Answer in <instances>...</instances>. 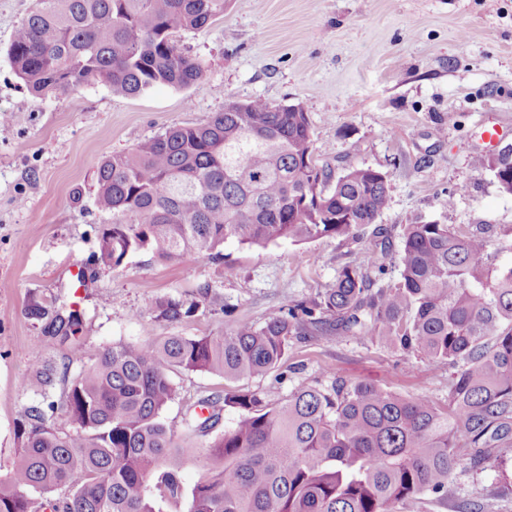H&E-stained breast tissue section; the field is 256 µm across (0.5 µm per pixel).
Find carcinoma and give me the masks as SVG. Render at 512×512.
<instances>
[{"mask_svg": "<svg viewBox=\"0 0 512 512\" xmlns=\"http://www.w3.org/2000/svg\"><path fill=\"white\" fill-rule=\"evenodd\" d=\"M226 0H36L17 26L9 58L34 93H69L93 81L138 96L154 86L183 89L203 78L174 35L201 30ZM476 164L512 195V167L492 153ZM100 260L120 266L133 252L166 261L213 259L229 240L266 246L359 236L388 203L387 182L370 167L338 175L318 163L307 113L252 100L194 126L168 128L96 171ZM482 230L435 220L405 225L400 277L372 291L365 273L382 272L373 253L340 269L311 302L256 325L237 322L207 336H166L99 351L48 408L78 425L46 424L39 405L10 472L0 478V512H165L187 498V512H393L431 495L448 501L458 442L512 450V262L489 252ZM157 318L175 324L198 303L156 301ZM48 316L46 341L79 331L84 315L34 307ZM341 330L387 339L406 358L457 367L448 408L404 398L378 385L337 380L300 385L279 401L259 392L200 398L184 425L206 432L224 407L233 427L206 447V473L183 492L181 456L161 412L173 400L180 368L229 379L277 368L298 336ZM57 366L37 361L26 388L47 399ZM208 415H203V411ZM65 489L54 498L51 493Z\"/></svg>", "mask_w": 512, "mask_h": 512, "instance_id": "obj_1", "label": "carcinoma"}]
</instances>
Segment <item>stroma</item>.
I'll return each mask as SVG.
<instances>
[{"instance_id":"stroma-1","label":"stroma","mask_w":512,"mask_h":512,"mask_svg":"<svg viewBox=\"0 0 512 512\" xmlns=\"http://www.w3.org/2000/svg\"><path fill=\"white\" fill-rule=\"evenodd\" d=\"M36 0H0V475L19 457L21 425L39 398L25 387L35 356L53 359L67 379L103 348L161 336H204L236 322L262 323L331 288L337 272L387 245L378 284L399 277L406 224L435 220L487 228L493 247L512 243V195L475 155L512 142V0H228L223 16L179 33L180 49L204 68L201 83L156 87L130 97L97 82L66 94L34 96L15 76L8 48ZM301 105L315 154L334 173L369 166L387 176L388 204L360 239H284L258 247L226 242L219 259L162 261L129 254L118 267L98 259L97 164L169 127L206 122L226 101ZM502 260L512 259L504 252ZM84 274L76 287L75 271ZM164 298L198 302L177 324L157 318ZM85 315L78 337L44 345L45 321L29 307ZM454 366L407 360L385 339L344 332L295 339L282 367L227 379L178 369L162 418L183 451L180 478L191 489L204 473L205 447L233 426L225 408L212 429L183 424L187 406L225 391H265L283 400L298 385L370 382L403 397L447 405ZM461 445L448 501L430 497L395 512H512V459L495 449L472 465Z\"/></svg>"}]
</instances>
